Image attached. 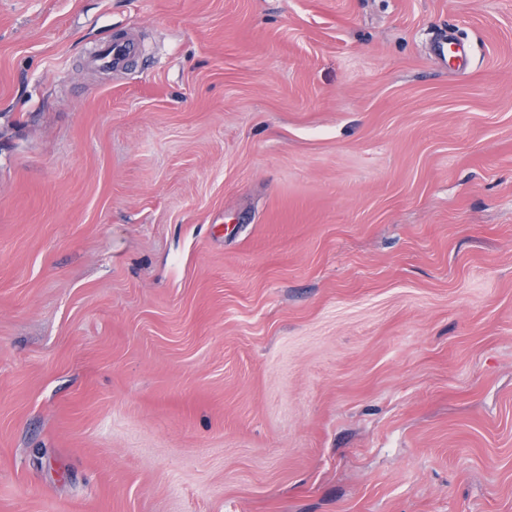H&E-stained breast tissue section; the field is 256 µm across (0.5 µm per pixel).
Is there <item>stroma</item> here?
Returning <instances> with one entry per match:
<instances>
[{
    "instance_id": "1",
    "label": "stroma",
    "mask_w": 512,
    "mask_h": 512,
    "mask_svg": "<svg viewBox=\"0 0 512 512\" xmlns=\"http://www.w3.org/2000/svg\"><path fill=\"white\" fill-rule=\"evenodd\" d=\"M0 512H512V0H0ZM139 51V44L132 39L114 41L100 47L90 57L88 64L94 69H122Z\"/></svg>"
}]
</instances>
